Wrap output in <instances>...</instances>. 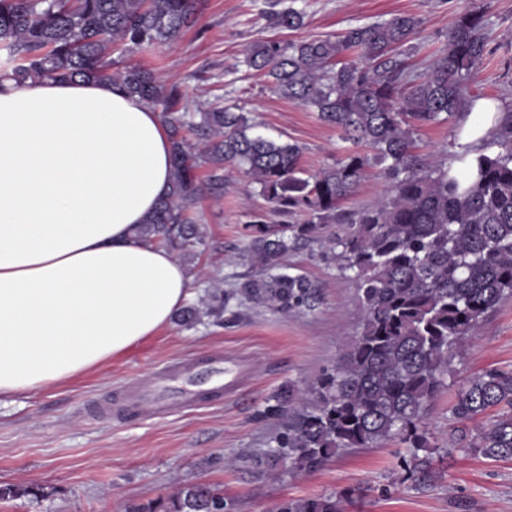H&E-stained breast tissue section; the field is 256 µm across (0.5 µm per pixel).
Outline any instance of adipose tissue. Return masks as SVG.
<instances>
[{"label":"adipose tissue","mask_w":512,"mask_h":512,"mask_svg":"<svg viewBox=\"0 0 512 512\" xmlns=\"http://www.w3.org/2000/svg\"><path fill=\"white\" fill-rule=\"evenodd\" d=\"M500 113L476 100L451 173L472 175ZM159 115L112 84L0 91V399L73 381L169 325L193 276L138 237L170 191Z\"/></svg>","instance_id":"1"}]
</instances>
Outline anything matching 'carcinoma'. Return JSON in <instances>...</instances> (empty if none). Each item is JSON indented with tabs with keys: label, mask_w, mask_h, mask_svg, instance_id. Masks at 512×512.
<instances>
[{
	"label": "carcinoma",
	"mask_w": 512,
	"mask_h": 512,
	"mask_svg": "<svg viewBox=\"0 0 512 512\" xmlns=\"http://www.w3.org/2000/svg\"><path fill=\"white\" fill-rule=\"evenodd\" d=\"M200 0H0V81L42 79L110 82L159 113L172 139L170 192L140 225L141 236L172 252L204 249L206 231L191 209L224 193V166L260 186L269 210L285 224L256 216L245 226L242 258L258 275L210 301L184 307L193 326L220 318L233 299L294 314L323 304L318 285L286 271L291 251L321 236L326 255L351 272L362 311L347 352L307 388L293 383L266 399L260 412L278 421L268 449L255 458L273 470L288 461L310 473L351 448H376L397 438L410 448L409 472L431 478L422 421L452 372L462 346L486 316L512 296V113L482 139L470 182L414 152L417 130L450 121L472 106L470 83L489 55V11L456 13L446 43L425 76L408 63L421 20L412 14L356 25L331 39L260 40L243 64L264 73L282 97L308 106L341 138L373 150L349 151L332 167L303 177L297 144L252 135L243 112L204 103L190 109L179 86L127 62L135 52L179 39ZM297 0L265 13L273 28L296 29ZM383 166L389 197L345 211L369 169ZM208 170L207 178L199 170ZM330 224H345L329 231ZM492 410L490 427L467 423ZM456 426L448 453L512 459V372L486 370L469 378L452 407ZM42 497L33 486L0 488V499ZM352 494L280 502L275 512H344ZM211 488L189 484L166 500L131 512H231Z\"/></svg>",
	"instance_id": "obj_1"
}]
</instances>
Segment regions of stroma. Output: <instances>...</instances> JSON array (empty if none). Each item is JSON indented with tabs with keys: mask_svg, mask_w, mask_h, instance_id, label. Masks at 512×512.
<instances>
[{
	"mask_svg": "<svg viewBox=\"0 0 512 512\" xmlns=\"http://www.w3.org/2000/svg\"><path fill=\"white\" fill-rule=\"evenodd\" d=\"M274 2L200 0L196 20L177 42L132 60L179 85L189 105L222 99L247 113L256 133L297 142L303 148L301 167L311 175L333 165L346 142L315 112L271 91L263 74L242 67L246 46L260 39L334 37L354 25L409 13L422 21L423 45L409 62L423 68L428 50L444 44L455 10L467 0H298L305 17L295 30L268 27L264 13ZM489 2L492 53L470 94L499 101L507 112L512 110V0ZM457 129L454 123L421 128L416 153L450 166ZM264 207L258 185L232 167L224 171L223 195L196 205L207 249L189 265L193 300L255 275L239 252L246 243L245 223ZM287 263L319 286L324 303L314 312L287 314L234 302L222 323L205 318L187 328L172 321L72 383L0 400V486L36 485L44 491L37 501L2 499L0 512H129L185 484L217 488L233 512H272L284 499L358 487L365 493L354 497L348 512H512V459L446 453L454 425L451 407L465 381L491 368L512 370L511 299L483 321L454 360L446 387L423 420L434 469L428 483L406 480V448L397 440L345 453L310 474L285 469L257 474L253 459L278 427L260 415L266 399L282 385L305 386L331 368L361 323L354 286L338 265L324 259L320 243L290 253ZM217 352L224 355V395L210 405L165 419L131 415L118 421L87 412L175 360H196L189 383L207 390L214 372L208 358Z\"/></svg>",
	"mask_w": 512,
	"mask_h": 512,
	"instance_id": "obj_1",
	"label": "stroma"
}]
</instances>
